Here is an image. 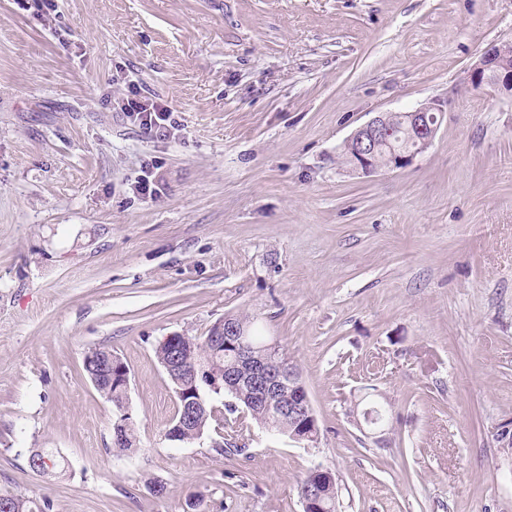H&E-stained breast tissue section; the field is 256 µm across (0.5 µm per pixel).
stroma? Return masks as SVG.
Listing matches in <instances>:
<instances>
[{
    "label": "stroma",
    "mask_w": 512,
    "mask_h": 512,
    "mask_svg": "<svg viewBox=\"0 0 512 512\" xmlns=\"http://www.w3.org/2000/svg\"><path fill=\"white\" fill-rule=\"evenodd\" d=\"M502 43L512 0H0V491L53 512H303L321 464L338 512H512V98L467 82ZM131 82L178 131L116 110ZM433 104L406 168L339 160L376 113ZM227 314L298 365L316 446L249 419L240 456L166 439L154 350ZM99 347L131 372L130 455L83 371ZM367 392L389 410L369 432ZM32 448L67 476L31 470ZM139 439L136 433L132 417L124 425L115 430L112 424V449L117 453H124L137 448ZM35 459L42 461L43 475L45 476H57L66 472L64 471L65 459L55 448H33L29 451L27 458L30 468ZM316 494L309 512H336L338 501V477L331 469L321 464L311 467L300 480V498L306 493Z\"/></svg>",
    "instance_id": "stroma-1"
}]
</instances>
